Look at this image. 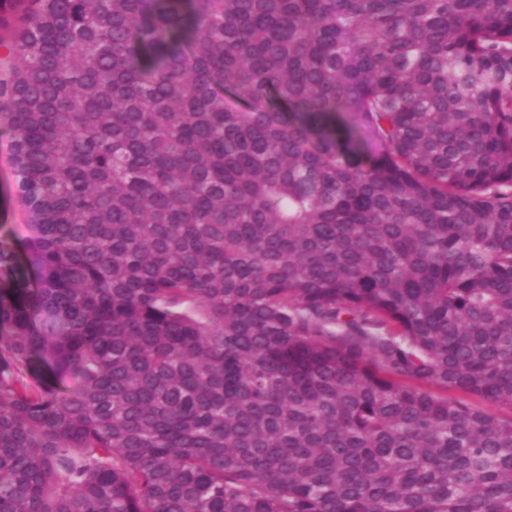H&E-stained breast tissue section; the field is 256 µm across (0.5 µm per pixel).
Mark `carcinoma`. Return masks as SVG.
<instances>
[{"label": "carcinoma", "instance_id": "cac0c4a2", "mask_svg": "<svg viewBox=\"0 0 512 512\" xmlns=\"http://www.w3.org/2000/svg\"><path fill=\"white\" fill-rule=\"evenodd\" d=\"M31 3L0 512H512V0ZM448 397H454L459 399L460 401L468 404L469 406L483 409L485 411H489L497 414L502 418H509L511 416V408L505 405L497 404L490 400L483 399L481 397L464 394L456 391H448Z\"/></svg>", "mask_w": 512, "mask_h": 512}]
</instances>
